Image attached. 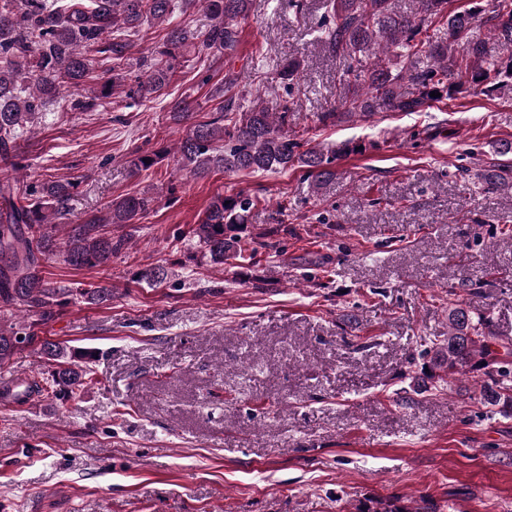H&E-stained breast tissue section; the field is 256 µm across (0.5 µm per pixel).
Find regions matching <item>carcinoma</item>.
Here are the masks:
<instances>
[{
  "label": "carcinoma",
  "instance_id": "obj_1",
  "mask_svg": "<svg viewBox=\"0 0 512 512\" xmlns=\"http://www.w3.org/2000/svg\"><path fill=\"white\" fill-rule=\"evenodd\" d=\"M211 18L202 32L176 22L174 0H0V161L20 166L16 151L24 127L55 106L58 112H86L94 106L64 91L87 85L91 78L86 50L93 48L114 62L132 54L134 37L146 22L167 26L162 46L151 52L153 62L130 92L144 99L166 96L176 72L175 62L188 45L218 56L232 57L239 45V25L248 19L250 0H198ZM404 14L391 0H325L319 30L328 52L339 61L340 107L350 116L376 112H424L441 99L464 92L512 94V0H492L490 15L480 0L448 13V0H416ZM433 23L444 26L436 40L421 37ZM124 78L97 79L98 98L117 93ZM258 99L245 107V91L237 76L224 75L214 86L220 98L211 119L193 125L176 147L181 167L196 177L222 170L232 173H277L305 169L313 193L336 178L334 163L358 144L305 147L288 134V106H270L259 98L264 83L249 78ZM439 96H431V92ZM171 119L184 123L193 115L185 98L167 101ZM473 183L484 191L512 192V164L504 160L481 167ZM75 182L50 180L37 188L17 178L0 181V369L26 348L57 365L44 391L74 398L94 381L93 371L67 346L38 336L65 306L83 302L107 305L106 286L71 288L42 275L44 262L55 255L50 230L69 213ZM157 198L147 191L121 195L90 215L72 222L62 261L74 269L106 267L124 244L106 231L109 224H132ZM256 199L240 191L213 198L200 224L192 230L196 244L211 262L252 263L260 251L277 244L249 229ZM163 265L141 269L137 281L158 287L170 282ZM476 297L474 288L448 291V335L424 340L422 354L440 381L481 371L488 378L481 390L492 405L512 409V367L492 350L486 317L473 319L460 293ZM360 512H436L434 505L410 508L397 499L377 500Z\"/></svg>",
  "mask_w": 512,
  "mask_h": 512
}]
</instances>
